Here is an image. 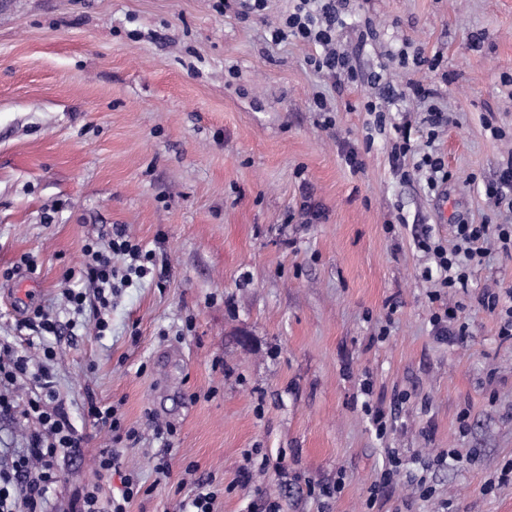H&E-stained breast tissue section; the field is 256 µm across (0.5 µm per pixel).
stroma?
<instances>
[{
    "instance_id": "obj_1",
    "label": "stroma",
    "mask_w": 512,
    "mask_h": 512,
    "mask_svg": "<svg viewBox=\"0 0 512 512\" xmlns=\"http://www.w3.org/2000/svg\"><path fill=\"white\" fill-rule=\"evenodd\" d=\"M294 6L241 19L213 0H0V269L38 263L0 282V344L28 308L60 312L65 271L113 225L168 267L113 295L107 335L50 340L87 436L60 462L57 512L99 482L110 443L86 423L89 392L141 434L121 468L151 493L130 512H178L177 480L209 476L216 512H512V337L479 303L512 292V256L489 245L467 288L438 290L417 247L512 224L485 194L512 164V0H348L336 44L353 83L315 71L314 45L272 41ZM419 52L432 66L401 64ZM406 123L415 149L397 159ZM436 151L450 177L431 188L415 165ZM442 304L464 343L440 339ZM379 410L396 417L383 438ZM102 485L110 497L119 474Z\"/></svg>"
}]
</instances>
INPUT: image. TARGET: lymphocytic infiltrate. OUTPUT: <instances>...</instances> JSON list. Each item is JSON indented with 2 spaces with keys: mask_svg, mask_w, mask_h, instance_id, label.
<instances>
[{
  "mask_svg": "<svg viewBox=\"0 0 512 512\" xmlns=\"http://www.w3.org/2000/svg\"><path fill=\"white\" fill-rule=\"evenodd\" d=\"M313 0H297L293 12L284 16L273 29V40L293 37L299 41L322 47V54L309 60L316 70L332 77L355 80L356 71L348 54L336 51L337 0H322L320 8H313ZM496 238L502 251L512 253L511 224H460L455 231L456 243L445 248L423 238L421 247L436 261L435 271H424V278H437L440 287L464 288L468 285V270L485 256L484 244ZM86 260L80 271H67L66 279H86L91 292L66 289L64 297L76 314L92 309L97 335H105L110 323L104 315L111 301L110 292L127 288L136 282L163 278L164 269L158 268L153 250L127 234L124 227H116L108 241L88 239L83 247ZM43 361L31 367L29 357L12 347L0 350V412L13 410L14 401L6 389L18 379L31 378L36 388L24 402L25 418L35 426L26 438L27 446L12 462L10 470L0 471V512H51L50 493L59 481V460L81 447L84 437L72 425L59 398L53 374L49 368L56 356L53 346L43 345ZM87 418L94 429L107 430L112 447L101 449L97 458L100 477H111L120 470V451L123 441L139 439L136 429L125 427L114 406L88 397ZM120 497L102 498V488L94 484L77 491L70 502V512H128L129 505L145 488L136 472L125 473Z\"/></svg>",
  "mask_w": 512,
  "mask_h": 512,
  "instance_id": "f902f5d3",
  "label": "lymphocytic infiltrate"
}]
</instances>
